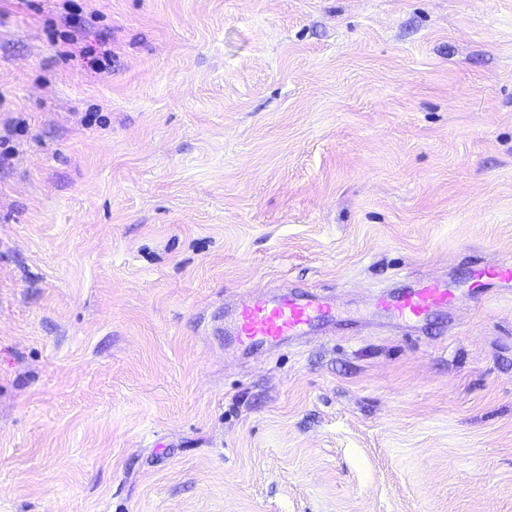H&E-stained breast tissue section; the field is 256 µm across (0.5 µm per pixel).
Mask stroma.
Instances as JSON below:
<instances>
[{
	"label": "stroma",
	"instance_id": "obj_1",
	"mask_svg": "<svg viewBox=\"0 0 512 512\" xmlns=\"http://www.w3.org/2000/svg\"><path fill=\"white\" fill-rule=\"evenodd\" d=\"M508 260L512 0H0V512H512V301H368ZM466 292L446 278L420 280L416 288L396 292L388 288L371 295L373 305L386 313L395 328L408 334L418 332L428 316L439 309L453 308ZM333 301L318 292L293 291L249 295L235 306L236 334L246 349L267 351L283 344H300L309 336H332L325 317Z\"/></svg>",
	"mask_w": 512,
	"mask_h": 512
}]
</instances>
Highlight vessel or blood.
I'll use <instances>...</instances> for the list:
<instances>
[{"label":"vessel or blood","mask_w":512,"mask_h":512,"mask_svg":"<svg viewBox=\"0 0 512 512\" xmlns=\"http://www.w3.org/2000/svg\"><path fill=\"white\" fill-rule=\"evenodd\" d=\"M486 275L494 283V297L512 300L511 261L492 266ZM465 295L464 289L435 277L401 292L388 288L375 291L371 300L395 328L413 334L432 312L454 307ZM332 309L329 297L313 291L251 295L235 307L236 334L247 348L275 350L317 334L328 335L325 318Z\"/></svg>","instance_id":"1"}]
</instances>
